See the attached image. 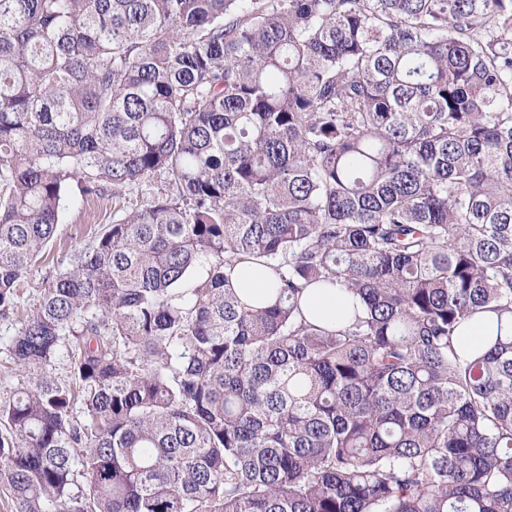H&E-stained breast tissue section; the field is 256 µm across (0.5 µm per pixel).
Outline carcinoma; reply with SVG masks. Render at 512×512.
I'll list each match as a JSON object with an SVG mask.
<instances>
[{"label": "carcinoma", "mask_w": 512, "mask_h": 512, "mask_svg": "<svg viewBox=\"0 0 512 512\" xmlns=\"http://www.w3.org/2000/svg\"><path fill=\"white\" fill-rule=\"evenodd\" d=\"M74 195L112 223L36 282ZM27 288L20 512H512V0H0ZM236 288H240L248 298L259 299L269 288V281L258 266L251 262H243L238 266ZM351 310V302L335 289L310 287L305 293V312L316 322H336Z\"/></svg>", "instance_id": "1"}]
</instances>
